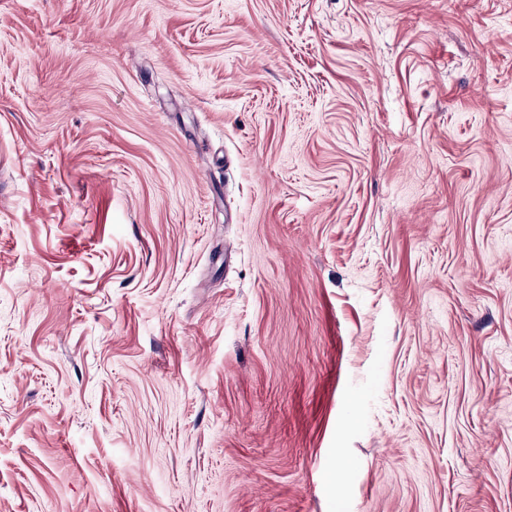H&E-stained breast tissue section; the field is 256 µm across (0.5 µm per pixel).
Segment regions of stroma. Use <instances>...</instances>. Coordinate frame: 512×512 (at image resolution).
<instances>
[{"label": "stroma", "instance_id": "obj_1", "mask_svg": "<svg viewBox=\"0 0 512 512\" xmlns=\"http://www.w3.org/2000/svg\"><path fill=\"white\" fill-rule=\"evenodd\" d=\"M0 512H512V0H0Z\"/></svg>", "mask_w": 512, "mask_h": 512}]
</instances>
